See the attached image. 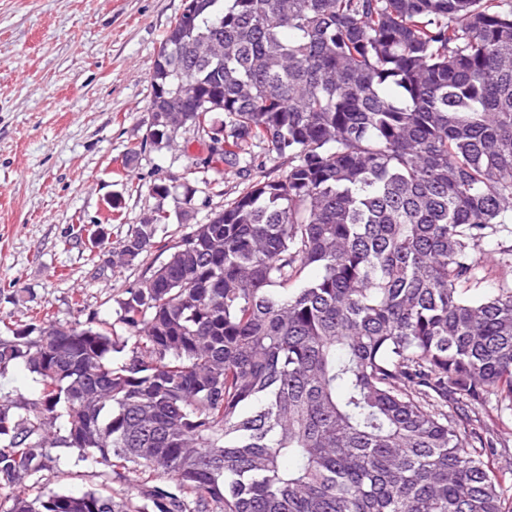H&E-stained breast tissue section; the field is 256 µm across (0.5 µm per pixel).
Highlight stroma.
Instances as JSON below:
<instances>
[{"instance_id":"1","label":"stroma","mask_w":512,"mask_h":512,"mask_svg":"<svg viewBox=\"0 0 512 512\" xmlns=\"http://www.w3.org/2000/svg\"><path fill=\"white\" fill-rule=\"evenodd\" d=\"M183 0H0V317L115 320V298L164 254L115 269L106 250L185 188L222 208L250 183L196 168L202 146L145 145L150 67ZM171 180L158 200L151 187ZM120 198L113 214L108 203ZM476 293L512 280V224L489 243Z\"/></svg>"}]
</instances>
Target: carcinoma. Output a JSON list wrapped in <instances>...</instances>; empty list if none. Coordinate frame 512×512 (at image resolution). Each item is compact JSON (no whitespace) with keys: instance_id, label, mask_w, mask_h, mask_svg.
Listing matches in <instances>:
<instances>
[{"instance_id":"cac0c4a2","label":"carcinoma","mask_w":512,"mask_h":512,"mask_svg":"<svg viewBox=\"0 0 512 512\" xmlns=\"http://www.w3.org/2000/svg\"><path fill=\"white\" fill-rule=\"evenodd\" d=\"M150 83L153 147L288 167L115 300L124 335L0 317L40 384L0 399V512H512V285L467 294L512 224V0H186ZM89 460L148 476L50 488ZM136 479L135 474L133 473H124L121 476L112 474L109 477H60L57 481H55L53 485H51L54 489H60L62 491H68L73 493L82 492L92 484H98L102 480H106L109 485L112 487V491H116L119 494H132L137 495L138 487H136Z\"/></svg>"}]
</instances>
